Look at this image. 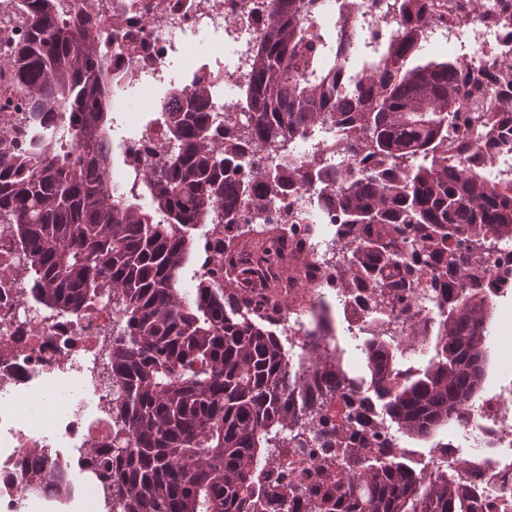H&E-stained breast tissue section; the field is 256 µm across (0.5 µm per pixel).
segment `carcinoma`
I'll return each instance as SVG.
<instances>
[{"instance_id": "1", "label": "carcinoma", "mask_w": 512, "mask_h": 512, "mask_svg": "<svg viewBox=\"0 0 512 512\" xmlns=\"http://www.w3.org/2000/svg\"><path fill=\"white\" fill-rule=\"evenodd\" d=\"M24 35L0 68V99L17 101L37 129L30 148L0 164V224L28 242L41 302L73 313L111 285L123 323L112 346L113 465H104L112 512H255L288 489L261 484L282 448L336 449L341 469L322 512H477L467 485L424 475L403 447L381 439L384 422L419 440L465 428L483 388L492 301L466 255L512 241V181L493 180L489 159L455 165L475 128L493 137L498 104L479 77L459 82L457 60L431 45L422 0H396L362 15L349 47L328 21L326 0H269L253 78L241 91L246 124L209 138V100L193 87L160 105L169 137L148 172L112 181V83L94 16L65 0H6ZM62 113L77 148L63 152L48 124ZM342 133L358 165L330 178L322 159L280 165L261 187L241 173L247 150L285 160L308 126ZM315 189L341 218L344 271L338 293L367 288L370 337L360 346L367 375L345 351L314 350L289 365L274 330L241 309L234 285L246 270L224 259V282L181 277L200 224L238 219L237 204ZM438 316L412 318L396 338L385 315L415 307L424 271ZM459 283L466 299L448 305ZM311 339L332 332L324 300L312 308ZM362 390L368 405L324 439L307 432L328 401Z\"/></svg>"}]
</instances>
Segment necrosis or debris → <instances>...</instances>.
<instances>
[{"label": "necrosis or debris", "instance_id": "1", "mask_svg": "<svg viewBox=\"0 0 512 512\" xmlns=\"http://www.w3.org/2000/svg\"><path fill=\"white\" fill-rule=\"evenodd\" d=\"M431 26L440 32L461 25L466 43L441 39L449 54L465 68L496 71L512 64V0H428ZM266 0H86L85 8L98 21L103 42L110 46L107 71L127 92L113 105L123 114L135 136L118 146L122 161L138 169L149 167L155 153L167 143L164 126L146 121L159 102L136 96V89H165L170 99L182 97L188 84L211 90L210 133L223 139L225 126L241 122L236 98L240 84L249 81L250 64L236 59L226 65L227 50L240 46L251 51L263 39ZM181 59L183 84L168 77L174 59ZM321 153L334 168L348 158L336 132L318 125L298 142L296 161ZM307 191L294 198L261 202L264 223L277 227L271 244L273 257L260 263L251 283L248 309L267 315L289 347H302L310 324L300 305H284L271 287L291 268H299L305 283L332 286L340 267L337 224H329L305 252H298L300 228L290 211L308 207ZM253 211L242 208L237 224L212 225L204 236L205 257L198 270L221 272L224 245L251 223ZM27 253L11 224H0V512H20L30 500H54L57 487L46 474L62 471L78 483L91 484L97 500L106 497L97 464L112 446V302L93 301L72 314L36 308L32 302ZM485 292L490 297L512 294V243H497L487 265ZM79 374L86 393L71 394L51 403L37 419L21 418L15 400L31 397L43 379ZM469 437L476 451L464 455L460 443L429 451L426 471L443 468L467 482L483 512H512V380L483 398ZM335 465H319L308 448H288L276 454L264 476L268 486L291 480L296 492L290 512H314L330 490Z\"/></svg>", "mask_w": 512, "mask_h": 512}]
</instances>
